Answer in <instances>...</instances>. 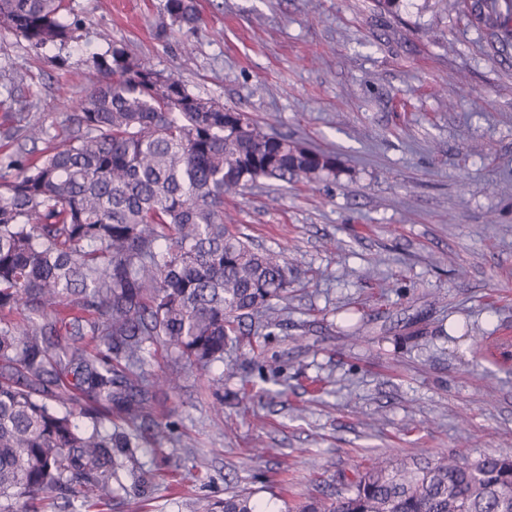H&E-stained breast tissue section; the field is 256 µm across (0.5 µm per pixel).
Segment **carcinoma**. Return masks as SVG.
Instances as JSON below:
<instances>
[{"instance_id": "cac0c4a2", "label": "carcinoma", "mask_w": 512, "mask_h": 512, "mask_svg": "<svg viewBox=\"0 0 512 512\" xmlns=\"http://www.w3.org/2000/svg\"><path fill=\"white\" fill-rule=\"evenodd\" d=\"M467 8L512 37V0ZM64 10V0H0V29L36 51L62 45L77 29ZM165 11L186 37L201 24L194 0H166ZM98 66L58 146L0 155V512H36L34 501L58 495L109 505L121 471L151 484L125 427L173 442L150 418L155 386L224 360L247 320L278 326L291 285L283 253L232 231L225 198L259 179L336 173L333 153L265 131L122 47ZM4 137L52 140L39 118ZM157 347L174 354L167 375L151 369ZM114 417L124 426L102 425ZM193 512L259 510L236 491ZM286 512H512V456L379 460L335 496Z\"/></svg>"}]
</instances>
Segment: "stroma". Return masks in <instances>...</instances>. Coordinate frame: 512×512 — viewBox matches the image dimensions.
<instances>
[{"label": "stroma", "instance_id": "stroma-1", "mask_svg": "<svg viewBox=\"0 0 512 512\" xmlns=\"http://www.w3.org/2000/svg\"><path fill=\"white\" fill-rule=\"evenodd\" d=\"M165 2L66 0L80 28L39 51L0 31V153L32 117L62 133L115 42L338 167L234 197L241 235L288 259L281 324L252 330V363L232 345L156 388L175 443L142 455L150 491L108 512H190L242 488L284 512L382 456L512 455V350L472 342L512 333V42L455 0L394 16L372 0H196L187 53Z\"/></svg>", "mask_w": 512, "mask_h": 512}]
</instances>
